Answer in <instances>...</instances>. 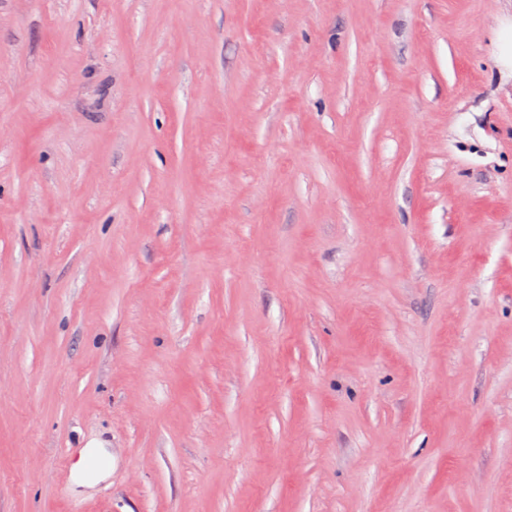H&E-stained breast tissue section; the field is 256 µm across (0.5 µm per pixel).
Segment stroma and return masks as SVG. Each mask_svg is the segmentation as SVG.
Here are the masks:
<instances>
[{"mask_svg":"<svg viewBox=\"0 0 512 512\" xmlns=\"http://www.w3.org/2000/svg\"><path fill=\"white\" fill-rule=\"evenodd\" d=\"M511 28L0 0V512H512ZM81 450H83L84 457L82 469L75 471L71 467H66L62 471L64 478L69 483L97 477L110 466L109 459L96 449L82 446V448H78L79 452Z\"/></svg>","mask_w":512,"mask_h":512,"instance_id":"1","label":"stroma"}]
</instances>
